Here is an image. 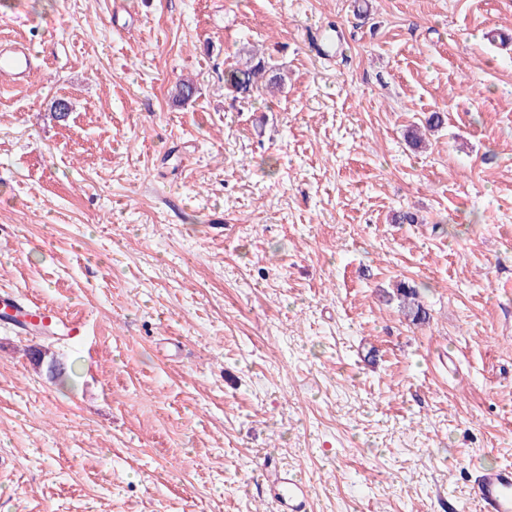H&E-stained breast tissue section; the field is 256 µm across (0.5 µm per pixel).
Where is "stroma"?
Returning a JSON list of instances; mask_svg holds the SVG:
<instances>
[{"mask_svg": "<svg viewBox=\"0 0 512 512\" xmlns=\"http://www.w3.org/2000/svg\"><path fill=\"white\" fill-rule=\"evenodd\" d=\"M1 42L34 75L0 78V289L84 334L0 324V512H272L269 457L307 512H479L512 465V0H0ZM251 52L282 90L225 89ZM397 293L400 297L402 307L407 317L411 318L412 322L422 324L429 320V313L427 309L417 301V289L411 286H406L404 283L397 288ZM475 499L480 507L490 506L494 512H512V468L483 470L475 489Z\"/></svg>", "mask_w": 512, "mask_h": 512, "instance_id": "35a3bbf8", "label": "stroma"}]
</instances>
